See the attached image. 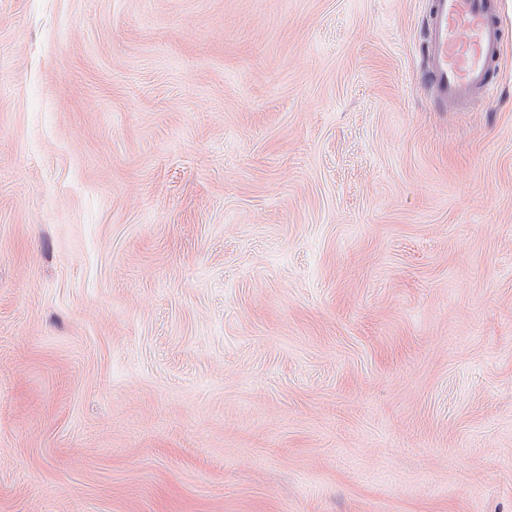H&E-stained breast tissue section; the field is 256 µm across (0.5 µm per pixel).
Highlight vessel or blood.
I'll return each instance as SVG.
<instances>
[{
    "label": "vessel or blood",
    "instance_id": "b4317fda",
    "mask_svg": "<svg viewBox=\"0 0 512 512\" xmlns=\"http://www.w3.org/2000/svg\"><path fill=\"white\" fill-rule=\"evenodd\" d=\"M503 47L501 0H430L424 56L441 106L452 111L479 94L494 98Z\"/></svg>",
    "mask_w": 512,
    "mask_h": 512
}]
</instances>
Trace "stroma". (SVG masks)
Instances as JSON below:
<instances>
[{
  "mask_svg": "<svg viewBox=\"0 0 512 512\" xmlns=\"http://www.w3.org/2000/svg\"><path fill=\"white\" fill-rule=\"evenodd\" d=\"M429 0H0V512H512V39ZM426 74L441 106H465L498 94L503 47L501 0H429Z\"/></svg>",
  "mask_w": 512,
  "mask_h": 512,
  "instance_id": "obj_1",
  "label": "stroma"
}]
</instances>
